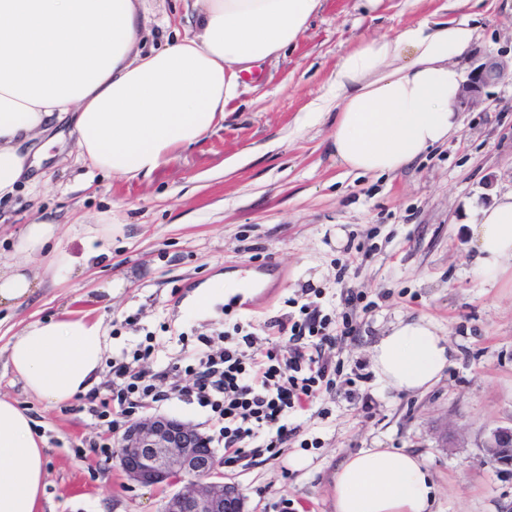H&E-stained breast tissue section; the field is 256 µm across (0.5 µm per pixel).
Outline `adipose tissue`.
Instances as JSON below:
<instances>
[{"mask_svg": "<svg viewBox=\"0 0 512 512\" xmlns=\"http://www.w3.org/2000/svg\"><path fill=\"white\" fill-rule=\"evenodd\" d=\"M323 0H194L192 35L144 49L141 0H0V200L29 175L25 142L58 115L73 114L82 157L96 169L133 179L223 122L250 64L292 45ZM474 38L468 20L421 22L361 42L338 63L331 139L339 164L361 174L400 171L460 125L462 71L450 59ZM477 272L493 281L512 261V192L476 208L468 222ZM83 253L56 246L49 218L27 225L0 261V308L35 294L42 278L32 255L51 248L54 280L68 279L105 254L112 227H82ZM107 346L101 323L48 318L10 340L8 363L47 404L86 393ZM387 387L424 392L449 361L447 336L431 321H401L371 348ZM45 450L26 409L0 397V512H36L45 486ZM437 487L419 455L365 448L333 476L335 512H433Z\"/></svg>", "mask_w": 512, "mask_h": 512, "instance_id": "obj_1", "label": "adipose tissue"}]
</instances>
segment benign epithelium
<instances>
[{
  "label": "benign epithelium",
  "mask_w": 512,
  "mask_h": 512,
  "mask_svg": "<svg viewBox=\"0 0 512 512\" xmlns=\"http://www.w3.org/2000/svg\"><path fill=\"white\" fill-rule=\"evenodd\" d=\"M508 69L507 62L493 59L478 66L460 88L459 107L478 104L483 89L507 76ZM117 444L129 482L174 488L161 512H248L246 496L237 484L224 482L211 441L197 427L158 414L129 422ZM482 451L489 463L512 466V424L492 430Z\"/></svg>",
  "instance_id": "benign-epithelium-1"
}]
</instances>
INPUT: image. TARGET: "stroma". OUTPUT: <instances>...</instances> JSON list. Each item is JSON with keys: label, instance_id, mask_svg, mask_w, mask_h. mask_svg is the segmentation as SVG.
<instances>
[{"label": "stroma", "instance_id": "stroma-1", "mask_svg": "<svg viewBox=\"0 0 512 512\" xmlns=\"http://www.w3.org/2000/svg\"><path fill=\"white\" fill-rule=\"evenodd\" d=\"M192 14L190 0H145L146 46L193 33ZM464 16L479 38L459 65L470 72L512 58V0H324L295 45L242 74L221 126L132 180L79 154L72 117L29 142L38 157L30 181L0 201V249L43 217L59 224L60 245L75 256L83 252L81 225L112 227L107 258L0 310V396L30 413L46 448L38 512H160L165 490L126 480L118 432L89 412L112 396L113 360L148 348L140 368L176 367L175 377L157 383L168 399L133 417H177L223 453L207 410L178 395L195 382L198 335L246 319L265 340V322L297 316L293 301L305 288L321 290V308L351 318L354 331L326 348L340 372L296 417L299 437L276 456L221 466L249 512H273L288 499L297 512H334L336 467L362 448L418 453L439 488L434 512H512V472L482 452L491 430L512 423V274L493 285L481 279L466 224L470 210L512 190V75L484 88L448 142L395 174L347 172L331 144L335 112L308 109L328 95L337 64L361 42ZM231 271L250 282L248 295L193 312L199 286ZM111 280L123 288L109 299L101 287ZM349 294L360 304L347 306ZM65 310L100 320L108 345L91 392L50 406L25 389L5 348L26 323ZM418 316L446 334L451 361L427 392L398 394L378 381L370 350L391 324ZM445 432L456 447L441 448ZM295 456L307 466L289 467Z\"/></svg>", "mask_w": 512, "mask_h": 512}]
</instances>
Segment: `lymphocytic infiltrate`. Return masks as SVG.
<instances>
[{"label":"lymphocytic infiltrate","instance_id":"obj_1","mask_svg":"<svg viewBox=\"0 0 512 512\" xmlns=\"http://www.w3.org/2000/svg\"><path fill=\"white\" fill-rule=\"evenodd\" d=\"M300 319L270 322L266 347H259L250 324L235 323L218 350L198 354L192 388L179 395L209 409L224 437V461L234 464L250 455L280 447L298 432L290 418L334 384L338 366L326 359L323 347L353 332L350 321L338 322L317 303L301 305ZM170 369L144 371L130 363L112 366V401L129 414L145 401L165 400L157 381Z\"/></svg>","mask_w":512,"mask_h":512}]
</instances>
